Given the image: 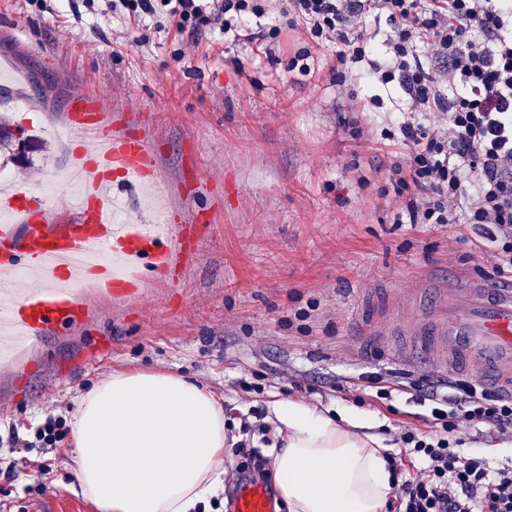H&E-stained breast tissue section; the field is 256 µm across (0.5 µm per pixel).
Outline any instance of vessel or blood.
<instances>
[{
	"label": "vessel or blood",
	"instance_id": "vessel-or-blood-1",
	"mask_svg": "<svg viewBox=\"0 0 512 512\" xmlns=\"http://www.w3.org/2000/svg\"><path fill=\"white\" fill-rule=\"evenodd\" d=\"M69 128L81 145L71 163L85 173L88 190L77 204L78 221L61 224L52 201L33 187L14 186L0 195V213L14 216L0 225V275L18 268L40 273L38 288L0 306V322L32 341L73 329L84 312L81 284L122 298L152 279H173L180 262L194 257L200 240L189 225L167 238L134 224L112 221V189L107 172L139 184L157 177L151 123L136 134L122 115L102 113L94 99L76 95L68 109ZM409 336L411 354L432 353L439 370L463 374L512 395V289L487 282L448 289L419 323H395ZM234 512H276L270 490L247 482L238 490Z\"/></svg>",
	"mask_w": 512,
	"mask_h": 512
}]
</instances>
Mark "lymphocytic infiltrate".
I'll list each match as a JSON object with an SVG mask.
<instances>
[{
	"label": "lymphocytic infiltrate",
	"instance_id": "f902f5d3",
	"mask_svg": "<svg viewBox=\"0 0 512 512\" xmlns=\"http://www.w3.org/2000/svg\"><path fill=\"white\" fill-rule=\"evenodd\" d=\"M107 18L176 19L190 43L205 35L266 39L251 18L258 0H68ZM287 25L319 45L343 46L360 79L395 84L405 97L397 127L407 152L394 172L411 195L400 224H489L493 273L512 274V0H285ZM385 16L376 36L367 27ZM430 430L406 428L418 474L395 483V512H512V462L490 468L464 449L482 426L512 440V397L472 380L421 377L410 384Z\"/></svg>",
	"mask_w": 512,
	"mask_h": 512
}]
</instances>
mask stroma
Here are the masks:
<instances>
[{"label":"stroma","mask_w":512,"mask_h":512,"mask_svg":"<svg viewBox=\"0 0 512 512\" xmlns=\"http://www.w3.org/2000/svg\"><path fill=\"white\" fill-rule=\"evenodd\" d=\"M304 47L314 71H289ZM0 60L1 72L22 76L17 99L46 138L77 93L123 113L131 133L152 112L165 189L113 179L126 223L209 218L196 227L197 255L173 281L147 282L120 301L85 289L77 327L0 357V512H95L69 489L71 426L80 396L116 370L196 379L223 404L235 440L273 402L301 400L375 416L391 453L402 454L400 436L421 426L422 406L404 389L382 404L358 377L432 374L424 356L391 357L401 342L393 322L416 318L423 284L485 279L493 259L487 229L397 223L405 199L393 167L406 152L391 122L397 86L353 76L336 84V48L314 47L300 26L281 27L269 53L219 37L193 46L174 21L88 13L78 21L66 0L53 16L0 0ZM373 97L380 107H369ZM65 159L63 146L49 147L12 176L40 189ZM381 288L390 304L372 323L373 340L361 342L357 320ZM50 417L61 422V441L31 447Z\"/></svg>","instance_id":"1"}]
</instances>
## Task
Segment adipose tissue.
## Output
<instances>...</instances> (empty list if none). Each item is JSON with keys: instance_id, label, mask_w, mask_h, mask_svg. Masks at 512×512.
Masks as SVG:
<instances>
[{"instance_id": "1", "label": "adipose tissue", "mask_w": 512, "mask_h": 512, "mask_svg": "<svg viewBox=\"0 0 512 512\" xmlns=\"http://www.w3.org/2000/svg\"><path fill=\"white\" fill-rule=\"evenodd\" d=\"M287 512H387L394 490L375 421L300 401L272 406ZM71 468L96 512H205L221 484L224 409L174 371H115L73 420Z\"/></svg>"}]
</instances>
